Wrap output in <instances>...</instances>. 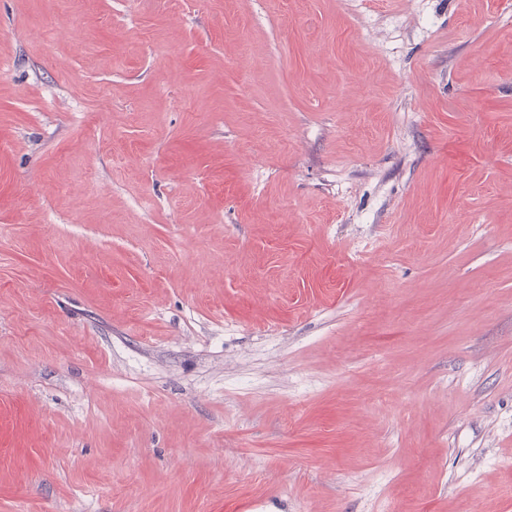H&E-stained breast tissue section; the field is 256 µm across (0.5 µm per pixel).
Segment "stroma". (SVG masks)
<instances>
[{
	"instance_id": "35a3bbf8",
	"label": "stroma",
	"mask_w": 512,
	"mask_h": 512,
	"mask_svg": "<svg viewBox=\"0 0 512 512\" xmlns=\"http://www.w3.org/2000/svg\"><path fill=\"white\" fill-rule=\"evenodd\" d=\"M0 512H512V5L0 0Z\"/></svg>"
}]
</instances>
